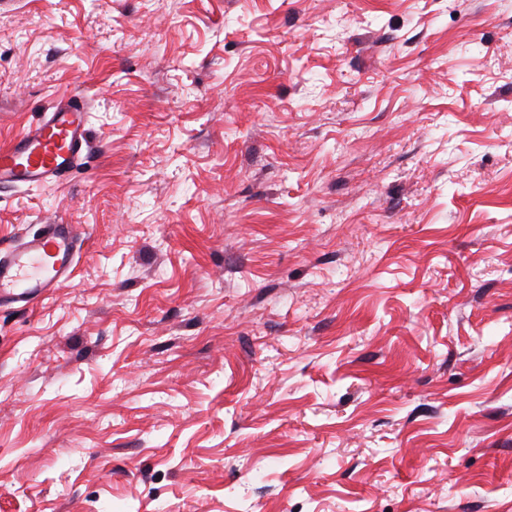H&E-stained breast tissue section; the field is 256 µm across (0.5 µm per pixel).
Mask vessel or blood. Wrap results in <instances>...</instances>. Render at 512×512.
I'll return each instance as SVG.
<instances>
[{"instance_id": "obj_1", "label": "vessel or blood", "mask_w": 512, "mask_h": 512, "mask_svg": "<svg viewBox=\"0 0 512 512\" xmlns=\"http://www.w3.org/2000/svg\"><path fill=\"white\" fill-rule=\"evenodd\" d=\"M88 102L65 98L37 124L0 147V186L70 179L89 147ZM81 240L76 225L46 224L0 247V302L36 304L71 280Z\"/></svg>"}]
</instances>
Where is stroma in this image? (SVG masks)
<instances>
[{
  "label": "stroma",
  "instance_id": "35a3bbf8",
  "mask_svg": "<svg viewBox=\"0 0 512 512\" xmlns=\"http://www.w3.org/2000/svg\"><path fill=\"white\" fill-rule=\"evenodd\" d=\"M73 94L0 512H512V0H0V144Z\"/></svg>",
  "mask_w": 512,
  "mask_h": 512
}]
</instances>
